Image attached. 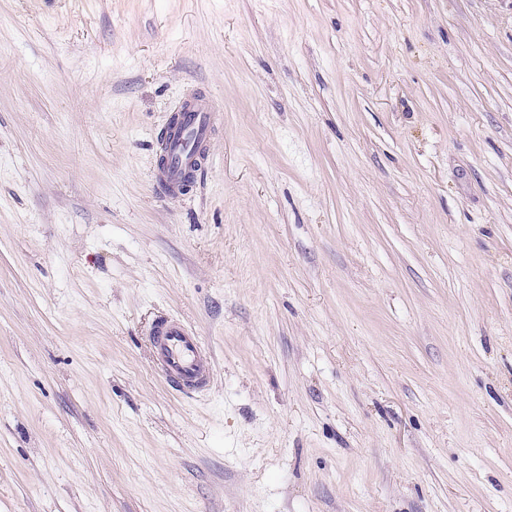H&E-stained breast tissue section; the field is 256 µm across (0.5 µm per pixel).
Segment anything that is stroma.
<instances>
[{"instance_id":"1","label":"stroma","mask_w":512,"mask_h":512,"mask_svg":"<svg viewBox=\"0 0 512 512\" xmlns=\"http://www.w3.org/2000/svg\"><path fill=\"white\" fill-rule=\"evenodd\" d=\"M0 512H512V0H0ZM178 111L183 113L180 124L165 144L172 160L165 167L157 166L154 173L164 193L173 198L185 195L188 176L197 181L205 174L208 146L220 117L213 104L201 97L183 104ZM149 340L155 365L179 393L204 392L211 376V360L199 337L177 317H160L151 326Z\"/></svg>"}]
</instances>
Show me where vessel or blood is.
<instances>
[{
	"label": "vessel or blood",
	"instance_id": "b4317fda",
	"mask_svg": "<svg viewBox=\"0 0 512 512\" xmlns=\"http://www.w3.org/2000/svg\"><path fill=\"white\" fill-rule=\"evenodd\" d=\"M181 111L180 124L165 144L172 159L154 173L164 193L173 198L185 195L187 178L198 179L205 173L208 146L220 117L213 104L201 97L183 104ZM148 336L155 365L172 389L180 393L208 389L211 360L191 328L176 317H161Z\"/></svg>",
	"mask_w": 512,
	"mask_h": 512
}]
</instances>
